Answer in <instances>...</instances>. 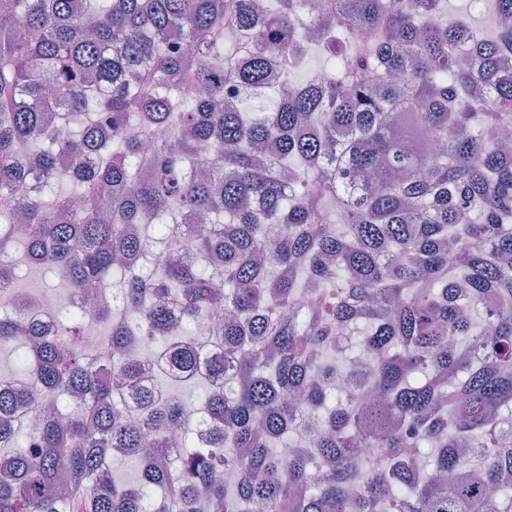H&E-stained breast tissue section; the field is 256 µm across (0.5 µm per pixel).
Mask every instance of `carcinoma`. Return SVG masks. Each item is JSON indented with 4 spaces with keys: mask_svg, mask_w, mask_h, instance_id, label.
Segmentation results:
<instances>
[{
    "mask_svg": "<svg viewBox=\"0 0 512 512\" xmlns=\"http://www.w3.org/2000/svg\"><path fill=\"white\" fill-rule=\"evenodd\" d=\"M469 6L491 34L445 0H319L308 43V0H0V256L112 299L52 336L0 314L37 365L0 378V512H512V0ZM313 48L331 68L298 86ZM2 289L26 294L13 263ZM217 308L209 361L191 329ZM359 322L338 395L336 325ZM160 376L207 385L206 427Z\"/></svg>",
    "mask_w": 512,
    "mask_h": 512,
    "instance_id": "cac0c4a2",
    "label": "carcinoma"
}]
</instances>
